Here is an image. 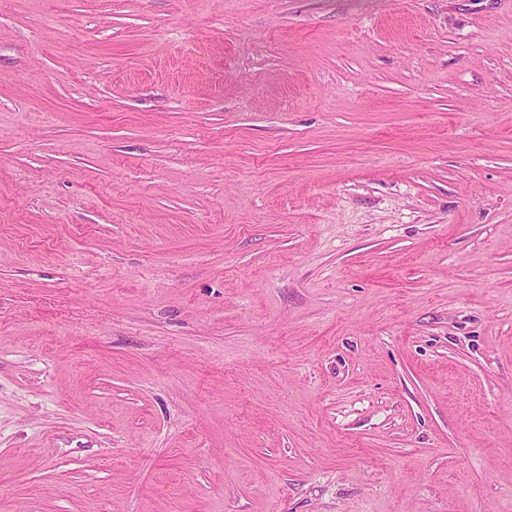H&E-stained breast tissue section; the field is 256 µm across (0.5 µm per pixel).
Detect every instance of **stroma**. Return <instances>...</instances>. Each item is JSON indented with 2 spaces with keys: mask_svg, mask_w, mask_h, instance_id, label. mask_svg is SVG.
<instances>
[{
  "mask_svg": "<svg viewBox=\"0 0 512 512\" xmlns=\"http://www.w3.org/2000/svg\"><path fill=\"white\" fill-rule=\"evenodd\" d=\"M0 512H512V0H0Z\"/></svg>",
  "mask_w": 512,
  "mask_h": 512,
  "instance_id": "1",
  "label": "stroma"
}]
</instances>
